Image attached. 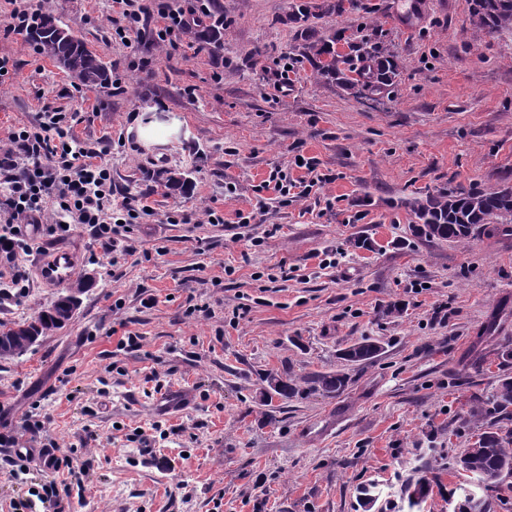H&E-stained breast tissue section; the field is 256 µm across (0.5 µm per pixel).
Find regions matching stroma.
<instances>
[{
  "label": "stroma",
  "instance_id": "35a3bbf8",
  "mask_svg": "<svg viewBox=\"0 0 512 512\" xmlns=\"http://www.w3.org/2000/svg\"><path fill=\"white\" fill-rule=\"evenodd\" d=\"M292 2L213 0L220 62L166 52L142 31L136 55L154 77L122 72L117 92L78 86L25 35L0 34L13 66L0 82V139L54 103L79 140L110 143L113 185L153 211L122 237L133 252L114 266L74 227L63 244L80 261L78 310L23 356L0 359V420L19 447L69 461L62 512H402L421 453L439 476L424 512L452 510L448 492L463 480L454 460L472 435L460 422L512 348V235L432 239L408 203L442 188L512 187V31L473 37L471 0H357L305 23L287 21ZM28 4L49 8L107 65L125 55L112 0ZM373 19L402 66L375 99L302 59L304 28L352 39ZM149 108L179 120L168 143H137ZM298 155L324 181L280 202L262 184L277 167L308 178ZM206 208L223 223L168 221ZM17 264L28 290L0 299V330L71 291L44 287L34 255ZM193 303L209 315H189ZM393 304L400 312L388 313ZM131 333L138 346L125 345ZM366 337L380 356L340 359ZM336 370L350 378L340 396L261 401L268 374ZM171 388L195 403L159 415L155 396ZM7 455L0 448V512L46 481L39 459L9 465ZM365 486L379 494L368 509Z\"/></svg>",
  "mask_w": 512,
  "mask_h": 512
}]
</instances>
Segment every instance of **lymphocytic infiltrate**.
<instances>
[{
    "label": "lymphocytic infiltrate",
    "instance_id": "lymphocytic-infiltrate-1",
    "mask_svg": "<svg viewBox=\"0 0 512 512\" xmlns=\"http://www.w3.org/2000/svg\"><path fill=\"white\" fill-rule=\"evenodd\" d=\"M116 38L128 40L152 22V40L166 51L182 48L218 57L220 46L194 39L211 18V0H116ZM149 209L140 198L117 195L101 153L71 135L65 113L45 108L37 125L9 133L0 144V260L29 251L24 225L46 226L64 235L72 224L88 225L105 252H114L115 222L137 223Z\"/></svg>",
    "mask_w": 512,
    "mask_h": 512
}]
</instances>
